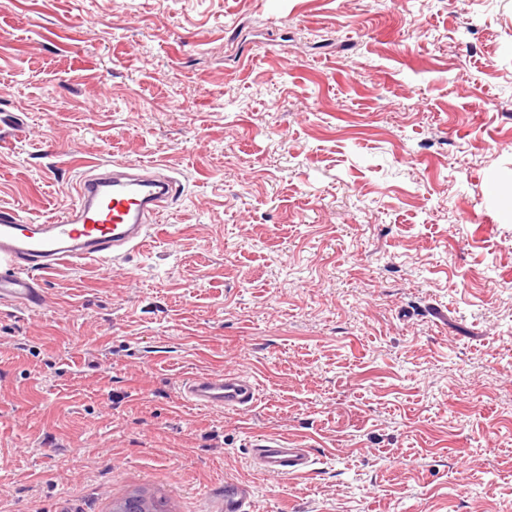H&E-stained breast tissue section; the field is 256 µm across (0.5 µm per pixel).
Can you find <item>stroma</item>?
Segmentation results:
<instances>
[{
    "instance_id": "obj_1",
    "label": "stroma",
    "mask_w": 512,
    "mask_h": 512,
    "mask_svg": "<svg viewBox=\"0 0 512 512\" xmlns=\"http://www.w3.org/2000/svg\"><path fill=\"white\" fill-rule=\"evenodd\" d=\"M512 0H0V206L181 192L0 303V512H512ZM254 376L243 413L180 400ZM311 444L267 476L254 436ZM181 400L200 409L243 412L258 398V388L249 374L209 371L183 378L178 388ZM253 496V488L246 483H227L224 485V509L222 512H249L248 504Z\"/></svg>"
}]
</instances>
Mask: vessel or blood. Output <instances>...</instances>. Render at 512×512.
<instances>
[{"mask_svg": "<svg viewBox=\"0 0 512 512\" xmlns=\"http://www.w3.org/2000/svg\"><path fill=\"white\" fill-rule=\"evenodd\" d=\"M179 184L159 163L131 165L115 161L92 165L70 186L71 207L41 221L22 219L0 208V301L22 310L44 302L41 273L65 263L116 262L150 237L151 219L166 207ZM178 393L189 405L242 412L258 398L250 375L209 371L183 378ZM253 463L280 476L311 473L314 459L304 440L264 433L250 443ZM253 489L245 483L224 486V512H248Z\"/></svg>", "mask_w": 512, "mask_h": 512, "instance_id": "1", "label": "vessel or blood"}]
</instances>
